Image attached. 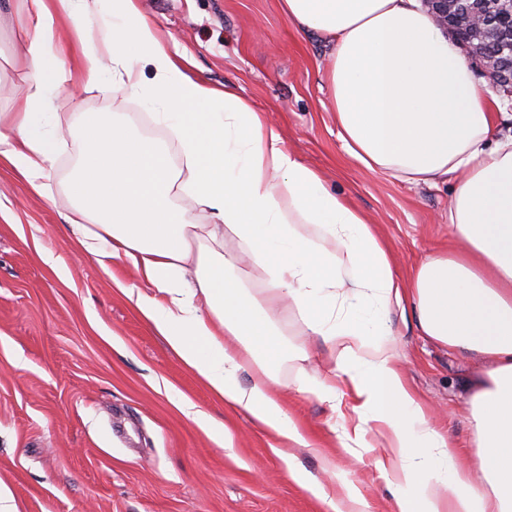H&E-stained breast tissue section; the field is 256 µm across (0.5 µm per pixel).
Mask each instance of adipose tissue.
<instances>
[{
  "label": "adipose tissue",
  "instance_id": "ef3b65f1",
  "mask_svg": "<svg viewBox=\"0 0 512 512\" xmlns=\"http://www.w3.org/2000/svg\"><path fill=\"white\" fill-rule=\"evenodd\" d=\"M18 2L26 70L13 85L20 110L0 131V161L33 194L51 190L60 140L47 119L72 80L58 13L82 46L87 81L111 71L118 89L156 107L182 149L177 166L167 141L74 113L82 151L64 222L103 271L116 258L135 268L140 285L122 291L184 367L281 447L307 445L272 391L284 345L271 312L289 301L333 365L312 392L335 412L345 392L342 447H369L376 430L374 465L399 489L395 512H512V136L495 138L491 100L418 0H279L291 24L331 44L325 80L346 150L406 183H456L454 247L404 283L375 225L286 148L264 112L187 74L136 0H110L107 11L102 0ZM179 192L212 223L175 206ZM220 238L238 252L214 250ZM249 264L263 273V299L245 290ZM396 311L432 340L490 360L469 388L472 468L456 465L405 380ZM248 364L260 376L245 385Z\"/></svg>",
  "mask_w": 512,
  "mask_h": 512
}]
</instances>
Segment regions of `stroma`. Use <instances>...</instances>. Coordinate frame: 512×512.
<instances>
[{"label": "stroma", "mask_w": 512, "mask_h": 512, "mask_svg": "<svg viewBox=\"0 0 512 512\" xmlns=\"http://www.w3.org/2000/svg\"><path fill=\"white\" fill-rule=\"evenodd\" d=\"M15 0H0V55L7 77L24 70ZM188 74L228 86L269 116L270 125L327 187L375 224L395 272L407 278L429 253L450 244L448 198L454 185H414L368 171L338 137L323 77L330 50L323 38L299 32L279 0H139ZM62 137L49 196L40 197L0 164V482L19 512H334L352 483L369 512H393V497L372 454L355 460L331 427L327 401L304 390L328 374L322 347L295 311L276 309L285 355L276 395L313 442L293 448L296 465L320 482L317 497L289 474L241 409L216 402L165 340L118 289L135 284L134 269L113 260L104 274L71 240L63 216L81 145L69 133L77 110L127 121L139 133L165 138L141 99L113 91L110 80L60 90L53 100ZM64 263L58 280L42 254ZM406 379L432 408V424L448 433L459 462L471 466L474 437L468 388L481 364L422 336L413 318H393ZM188 399L222 421L230 448L217 446L177 408Z\"/></svg>", "instance_id": "35a3bbf8"}]
</instances>
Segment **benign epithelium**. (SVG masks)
Listing matches in <instances>:
<instances>
[{
  "label": "benign epithelium",
  "instance_id": "1",
  "mask_svg": "<svg viewBox=\"0 0 512 512\" xmlns=\"http://www.w3.org/2000/svg\"><path fill=\"white\" fill-rule=\"evenodd\" d=\"M436 24L451 31L456 39L470 45L472 55L483 62L494 85H499L500 64L512 58V38L505 39L498 52L490 57L482 54L479 45L469 41L480 38L497 26L512 35V0H496V9L485 10L482 0H423Z\"/></svg>",
  "mask_w": 512,
  "mask_h": 512
}]
</instances>
